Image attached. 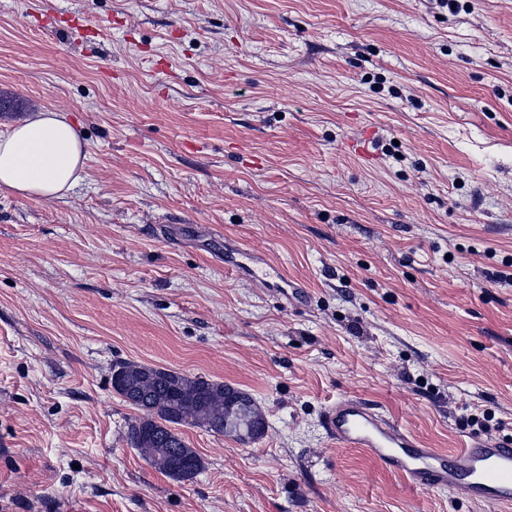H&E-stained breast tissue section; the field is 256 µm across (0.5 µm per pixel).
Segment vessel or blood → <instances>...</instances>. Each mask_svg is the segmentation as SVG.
Instances as JSON below:
<instances>
[{"mask_svg": "<svg viewBox=\"0 0 512 512\" xmlns=\"http://www.w3.org/2000/svg\"><path fill=\"white\" fill-rule=\"evenodd\" d=\"M224 266L259 278L281 280L279 266L267 256L239 248L225 253ZM325 427L337 444L365 452L384 468L402 475L416 490L463 489L498 512H512V443L469 439L451 452L423 441L355 397L336 401L326 412Z\"/></svg>", "mask_w": 512, "mask_h": 512, "instance_id": "obj_1", "label": "vessel or blood"}]
</instances>
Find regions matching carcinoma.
<instances>
[{
	"label": "carcinoma",
	"mask_w": 512,
	"mask_h": 512,
	"mask_svg": "<svg viewBox=\"0 0 512 512\" xmlns=\"http://www.w3.org/2000/svg\"><path fill=\"white\" fill-rule=\"evenodd\" d=\"M120 367L123 386L117 393L131 390L139 397L130 403L139 415L128 422L127 440L173 480L189 481L203 468L200 456L178 432L180 427L201 428L241 441L264 435L253 432L255 420L248 405L225 403V394L234 390L231 385L134 361Z\"/></svg>",
	"instance_id": "cac0c4a2"
}]
</instances>
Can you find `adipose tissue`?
<instances>
[{
    "label": "adipose tissue",
    "mask_w": 512,
    "mask_h": 512,
    "mask_svg": "<svg viewBox=\"0 0 512 512\" xmlns=\"http://www.w3.org/2000/svg\"><path fill=\"white\" fill-rule=\"evenodd\" d=\"M85 151L66 116L37 111L0 132V189L23 197L53 199L82 179Z\"/></svg>",
    "instance_id": "adipose-tissue-1"
}]
</instances>
